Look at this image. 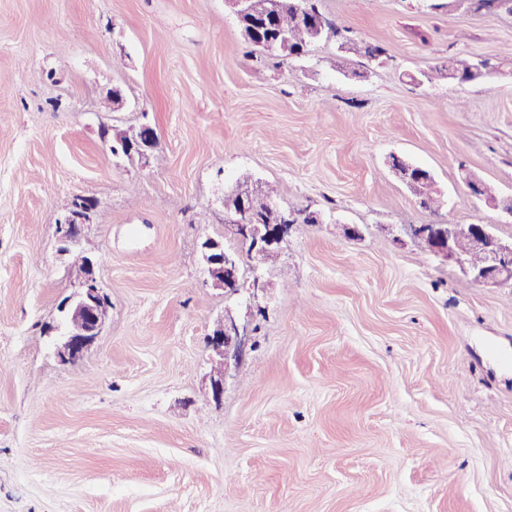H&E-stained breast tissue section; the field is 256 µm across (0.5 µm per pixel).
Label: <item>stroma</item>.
I'll return each instance as SVG.
<instances>
[{
	"label": "stroma",
	"instance_id": "stroma-1",
	"mask_svg": "<svg viewBox=\"0 0 512 512\" xmlns=\"http://www.w3.org/2000/svg\"><path fill=\"white\" fill-rule=\"evenodd\" d=\"M433 2L319 0L333 29L304 55L251 57L226 0H0V512H512V287L400 232L512 238L462 180L512 193V17ZM345 29L384 56L342 53ZM457 55L503 70L426 80ZM115 86L126 108L101 111ZM144 122L148 164L113 157L101 126ZM244 172L318 217L277 263L224 222ZM77 196L112 307L63 365L49 328L79 271L56 221ZM209 237L258 299L206 284ZM228 308L250 336L217 399ZM394 159L397 162V166H394ZM392 168L400 180L421 200L422 196L415 190V187L423 182H429L430 174L417 166L406 163L398 157H393ZM414 170L416 173L412 175Z\"/></svg>",
	"mask_w": 512,
	"mask_h": 512
}]
</instances>
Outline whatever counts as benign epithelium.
I'll use <instances>...</instances> for the list:
<instances>
[{
    "label": "benign epithelium",
    "mask_w": 512,
    "mask_h": 512,
    "mask_svg": "<svg viewBox=\"0 0 512 512\" xmlns=\"http://www.w3.org/2000/svg\"><path fill=\"white\" fill-rule=\"evenodd\" d=\"M130 144L139 148L140 159H147L156 147V132L149 124H142L128 137ZM394 171L410 190L430 181V174L401 159H396ZM470 198L486 206L501 210L512 216V195L488 196L480 192L482 181L474 176L464 179ZM231 226L239 239L248 245L250 254L264 259L271 252H282L293 228L307 223L312 215L305 216L289 211L273 199L259 200L250 190H242L232 209L228 210ZM88 224L87 212L79 205L69 206L57 223L63 251L77 250L79 237ZM402 232L414 242H422L429 252L441 260L457 266L469 282L499 287L512 285V239L496 234L490 224H410ZM207 276L212 285L224 289V295L235 296L243 292L252 299L264 290L260 278L255 276L251 284H245L241 275L240 256L224 249L214 239L202 243ZM482 257L475 265L471 255ZM111 308L107 293L100 287L96 277V263L88 261L80 270L79 290L60 304L61 323L48 328L61 336L57 346V357L63 364L70 363L95 342L100 335ZM248 335L247 327L238 323L231 311H224L208 338V344L218 356L215 363L220 367V376L211 378L214 396L224 392V374L230 360L237 359L239 350Z\"/></svg>",
    "instance_id": "1"
}]
</instances>
